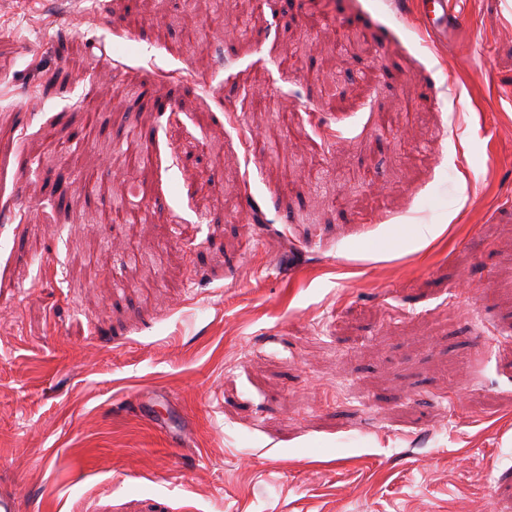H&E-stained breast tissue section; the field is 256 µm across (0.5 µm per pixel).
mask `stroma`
Returning <instances> with one entry per match:
<instances>
[{"label": "stroma", "mask_w": 512, "mask_h": 512, "mask_svg": "<svg viewBox=\"0 0 512 512\" xmlns=\"http://www.w3.org/2000/svg\"><path fill=\"white\" fill-rule=\"evenodd\" d=\"M97 2L0 0V494L512 512V0L452 50L414 0H224L204 52ZM133 126L154 218L109 223Z\"/></svg>", "instance_id": "1"}]
</instances>
